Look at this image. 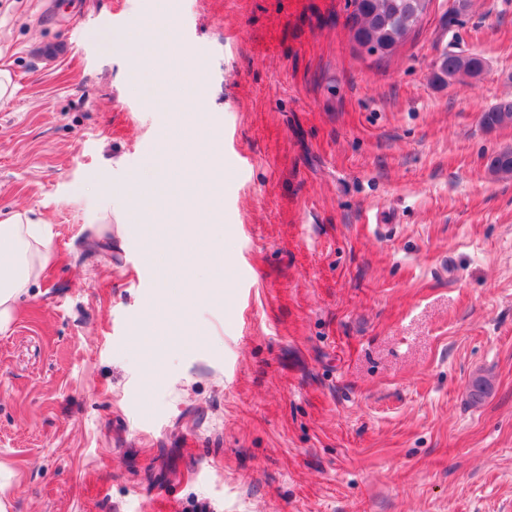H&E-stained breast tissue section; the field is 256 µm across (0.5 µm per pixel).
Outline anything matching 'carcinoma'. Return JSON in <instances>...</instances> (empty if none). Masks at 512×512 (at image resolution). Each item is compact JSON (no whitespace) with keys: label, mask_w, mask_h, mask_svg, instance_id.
<instances>
[{"label":"carcinoma","mask_w":512,"mask_h":512,"mask_svg":"<svg viewBox=\"0 0 512 512\" xmlns=\"http://www.w3.org/2000/svg\"><path fill=\"white\" fill-rule=\"evenodd\" d=\"M431 0H354L349 18L353 39L358 47L374 44L382 49L378 58L391 56L408 34L419 25ZM485 63L473 54L450 51L442 55L434 79L442 84L460 83L482 74ZM481 123L488 129L512 126V99H505L482 113ZM489 169L496 175L512 176V149L498 152ZM491 380L476 376L468 388L469 402L478 405L490 394Z\"/></svg>","instance_id":"obj_1"}]
</instances>
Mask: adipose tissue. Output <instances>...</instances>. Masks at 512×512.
Masks as SVG:
<instances>
[{
	"label": "adipose tissue",
	"instance_id": "obj_1",
	"mask_svg": "<svg viewBox=\"0 0 512 512\" xmlns=\"http://www.w3.org/2000/svg\"><path fill=\"white\" fill-rule=\"evenodd\" d=\"M50 225L17 211L0 220V334L10 330L19 303L53 257Z\"/></svg>",
	"mask_w": 512,
	"mask_h": 512
}]
</instances>
